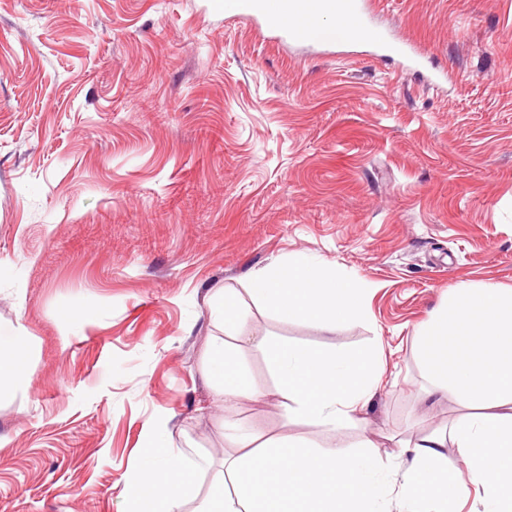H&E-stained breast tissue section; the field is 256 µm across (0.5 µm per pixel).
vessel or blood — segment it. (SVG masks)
<instances>
[{"label": "vessel or blood", "mask_w": 512, "mask_h": 512, "mask_svg": "<svg viewBox=\"0 0 512 512\" xmlns=\"http://www.w3.org/2000/svg\"><path fill=\"white\" fill-rule=\"evenodd\" d=\"M224 13L232 18L264 16L283 39L308 43L321 42V24L332 19L342 31L338 48L368 46L403 57L409 67L422 64L414 45L395 39L375 22L368 0H224Z\"/></svg>", "instance_id": "b4317fda"}]
</instances>
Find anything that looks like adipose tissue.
<instances>
[{"mask_svg": "<svg viewBox=\"0 0 512 512\" xmlns=\"http://www.w3.org/2000/svg\"><path fill=\"white\" fill-rule=\"evenodd\" d=\"M250 292L283 321L333 331L368 318L363 281L313 258L289 259L258 272ZM224 325L207 356L210 394L225 409L260 397L234 349L249 344L274 377L289 421L334 433L355 425L382 379V350L305 348L269 334L244 335V310L224 289L211 297ZM419 357L431 390L466 408L449 428L406 446L404 470L390 469L371 441L349 452L314 440L267 439L225 421L224 437L243 453L225 459L197 512H461L474 487L472 512H512V288H462L419 328ZM234 345H227V338ZM31 343L21 327L0 322V399L26 388ZM458 448L457 467L442 453ZM210 463L167 448L148 455L129 487L130 512H179ZM402 493L391 497V485Z\"/></svg>", "mask_w": 512, "mask_h": 512, "instance_id": "ef3b65f1", "label": "adipose tissue"}]
</instances>
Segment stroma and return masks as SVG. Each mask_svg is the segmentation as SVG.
<instances>
[{"label":"stroma","instance_id":"obj_1","mask_svg":"<svg viewBox=\"0 0 512 512\" xmlns=\"http://www.w3.org/2000/svg\"><path fill=\"white\" fill-rule=\"evenodd\" d=\"M451 80L283 42L220 0H0V322L31 339L0 401V512H129L163 422L221 471L225 420L371 441L392 469L464 408L427 397L416 331L458 288H512V0H372ZM296 255L369 288V317L283 323L248 292ZM245 331L382 345L357 426L318 436L275 397L212 402L208 299ZM85 312L77 327L68 313Z\"/></svg>","mask_w":512,"mask_h":512}]
</instances>
